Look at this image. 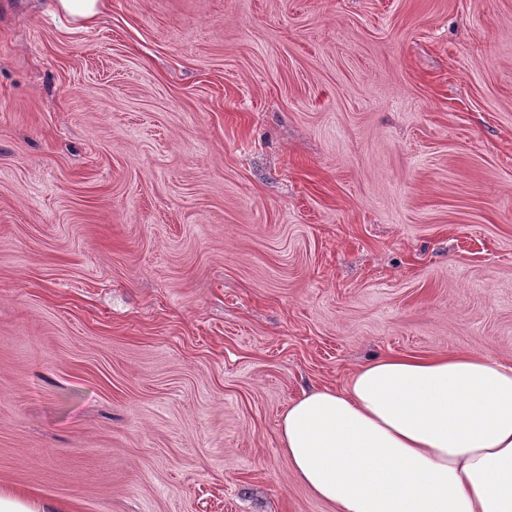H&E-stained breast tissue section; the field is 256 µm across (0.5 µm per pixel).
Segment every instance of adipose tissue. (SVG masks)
I'll return each instance as SVG.
<instances>
[{
	"label": "adipose tissue",
	"instance_id": "obj_1",
	"mask_svg": "<svg viewBox=\"0 0 512 512\" xmlns=\"http://www.w3.org/2000/svg\"><path fill=\"white\" fill-rule=\"evenodd\" d=\"M280 440L339 512H512V365L379 357L291 403Z\"/></svg>",
	"mask_w": 512,
	"mask_h": 512
}]
</instances>
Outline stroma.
Here are the masks:
<instances>
[{"instance_id": "stroma-1", "label": "stroma", "mask_w": 512, "mask_h": 512, "mask_svg": "<svg viewBox=\"0 0 512 512\" xmlns=\"http://www.w3.org/2000/svg\"><path fill=\"white\" fill-rule=\"evenodd\" d=\"M0 0V489L338 512L279 421L512 364V0ZM106 0H58L59 9L73 20L90 23L103 12Z\"/></svg>"}]
</instances>
